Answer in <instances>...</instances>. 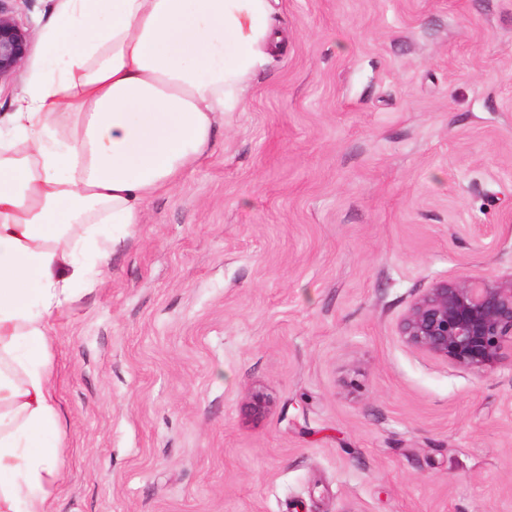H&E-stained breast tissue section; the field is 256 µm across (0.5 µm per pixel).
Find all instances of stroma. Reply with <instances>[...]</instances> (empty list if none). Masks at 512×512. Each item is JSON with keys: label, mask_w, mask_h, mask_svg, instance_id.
Here are the masks:
<instances>
[{"label": "stroma", "mask_w": 512, "mask_h": 512, "mask_svg": "<svg viewBox=\"0 0 512 512\" xmlns=\"http://www.w3.org/2000/svg\"><path fill=\"white\" fill-rule=\"evenodd\" d=\"M273 8L285 49L55 326L50 512H512V361L397 333L512 272V0Z\"/></svg>", "instance_id": "stroma-1"}]
</instances>
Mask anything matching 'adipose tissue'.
Here are the masks:
<instances>
[{"label": "adipose tissue", "mask_w": 512, "mask_h": 512, "mask_svg": "<svg viewBox=\"0 0 512 512\" xmlns=\"http://www.w3.org/2000/svg\"><path fill=\"white\" fill-rule=\"evenodd\" d=\"M0 135V512H49L54 324L282 43L269 0H55Z\"/></svg>", "instance_id": "1"}]
</instances>
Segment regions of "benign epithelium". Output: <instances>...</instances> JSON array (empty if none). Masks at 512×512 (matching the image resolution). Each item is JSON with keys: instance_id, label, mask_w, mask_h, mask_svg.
<instances>
[{"instance_id": "7a95c632", "label": "benign epithelium", "mask_w": 512, "mask_h": 512, "mask_svg": "<svg viewBox=\"0 0 512 512\" xmlns=\"http://www.w3.org/2000/svg\"><path fill=\"white\" fill-rule=\"evenodd\" d=\"M31 33L0 6V82L25 64ZM410 347L451 366L484 373L512 351V273L435 282L416 296L397 325Z\"/></svg>"}]
</instances>
